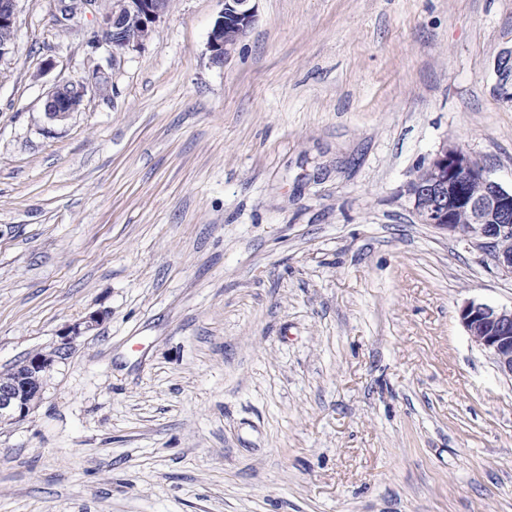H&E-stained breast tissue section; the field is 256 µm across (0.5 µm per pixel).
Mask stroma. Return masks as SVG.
I'll return each mask as SVG.
<instances>
[{
    "instance_id": "obj_1",
    "label": "stroma",
    "mask_w": 512,
    "mask_h": 512,
    "mask_svg": "<svg viewBox=\"0 0 512 512\" xmlns=\"http://www.w3.org/2000/svg\"><path fill=\"white\" fill-rule=\"evenodd\" d=\"M67 2L0 58V372L103 319L0 425V512H512L458 315L512 279L407 192L446 143L512 188V0H256L221 65L222 0L118 57ZM84 87L80 83H67L57 86L44 101L45 115L50 120L67 118L76 112L83 99Z\"/></svg>"
}]
</instances>
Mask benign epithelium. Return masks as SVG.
<instances>
[{"mask_svg":"<svg viewBox=\"0 0 512 512\" xmlns=\"http://www.w3.org/2000/svg\"><path fill=\"white\" fill-rule=\"evenodd\" d=\"M223 9L208 35L207 51L212 63L220 65L234 51L238 41L256 21L255 0H222ZM17 0H0V26L14 27ZM170 8L169 0H113L112 10L104 15L100 30L112 35L114 54L141 49L149 40L154 24ZM138 20L135 31H126L127 21ZM84 87L79 83L57 86L44 101L45 115L60 120L77 111ZM427 175L412 180L408 195L422 224L457 237L489 256L495 269L512 278V189L492 179L488 171L466 150L443 145L425 166ZM477 183L480 193L468 191ZM468 213L470 223H455V214ZM467 333L490 356L498 371L512 377V308H498L469 301L459 310ZM102 314L92 313L73 325L60 344L29 355L7 374H0V423L26 418L44 391L46 374L70 354L79 335L95 329Z\"/></svg>","mask_w":512,"mask_h":512,"instance_id":"benign-epithelium-1","label":"benign epithelium"}]
</instances>
